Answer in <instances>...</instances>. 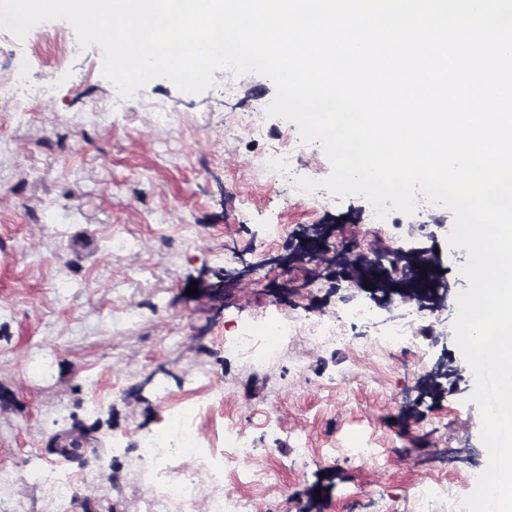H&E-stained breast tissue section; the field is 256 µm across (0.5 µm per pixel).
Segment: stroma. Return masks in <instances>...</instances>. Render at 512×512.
<instances>
[{
    "instance_id": "obj_1",
    "label": "stroma",
    "mask_w": 512,
    "mask_h": 512,
    "mask_svg": "<svg viewBox=\"0 0 512 512\" xmlns=\"http://www.w3.org/2000/svg\"><path fill=\"white\" fill-rule=\"evenodd\" d=\"M21 54L26 77L0 96V505L50 512L49 472L71 483L64 512H141L156 467L137 441L186 410L196 450L170 467L197 473L195 512L220 492L254 512H443L417 486L474 489L487 452L471 370L421 391L440 355L459 356L456 341L434 342L454 321L453 295L424 318L404 315L407 348L391 352L384 327L345 323L344 298L365 300L360 283L273 264L315 224L331 249L427 250L454 294L468 282L466 250L447 243L452 212H394L376 231L363 197L323 189L312 203L268 183L262 162L298 131L265 117L275 90L264 77L236 79L230 97L219 72L199 94L157 78L118 98L100 47L80 49L63 21L21 40L0 30V81ZM242 114L260 136L240 133ZM250 263L257 272L223 301L205 294ZM273 282L293 288L290 301L270 295ZM315 317L343 326L344 340L316 349L295 337L260 367L224 350L242 328ZM213 390L221 403L209 404ZM230 422L253 443L246 477L224 463ZM75 426L91 436L77 459L51 445ZM422 434L427 448L401 453ZM200 452L210 472H197Z\"/></svg>"
}]
</instances>
